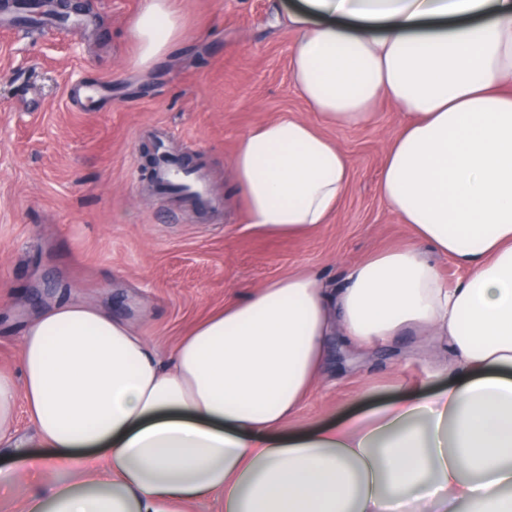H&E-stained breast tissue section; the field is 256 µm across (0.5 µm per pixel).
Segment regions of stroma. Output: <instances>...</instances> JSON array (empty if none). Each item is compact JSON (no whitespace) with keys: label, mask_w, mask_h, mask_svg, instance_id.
<instances>
[{"label":"stroma","mask_w":512,"mask_h":512,"mask_svg":"<svg viewBox=\"0 0 512 512\" xmlns=\"http://www.w3.org/2000/svg\"><path fill=\"white\" fill-rule=\"evenodd\" d=\"M185 38L147 70L135 64L143 0H86L90 26L28 35L0 23V371L18 372L26 325L67 300L128 319L161 356L211 313L265 281L318 273L345 287L349 268L409 244L412 231L380 190L400 116L381 101L359 130L323 123L294 91L290 0H175ZM107 79L75 110L66 90ZM319 125L349 156L351 175L329 223L298 238L247 225L231 170L238 140L278 113ZM191 154L222 206L198 213L170 201L146 168V130ZM445 350L408 335L366 350L331 337L320 383L297 416L315 428L362 403L437 386ZM70 460L18 473L0 512H26L46 481L93 465Z\"/></svg>","instance_id":"stroma-1"}]
</instances>
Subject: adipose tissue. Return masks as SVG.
<instances>
[{
    "instance_id": "obj_1",
    "label": "adipose tissue",
    "mask_w": 512,
    "mask_h": 512,
    "mask_svg": "<svg viewBox=\"0 0 512 512\" xmlns=\"http://www.w3.org/2000/svg\"><path fill=\"white\" fill-rule=\"evenodd\" d=\"M288 20L292 83L313 112L360 129L385 98L402 115L380 188L414 243L356 264L336 293L310 273L269 281L166 364L103 307L38 313L19 374L0 372V443L22 401L40 447L103 463L28 512H176L211 494L224 512H512V0H301ZM135 34L137 67L170 54L184 37L173 0H144ZM350 169L291 112L232 160L249 227L275 234L328 223ZM438 255L465 270L455 286ZM337 331L446 341L444 382L287 431Z\"/></svg>"
}]
</instances>
